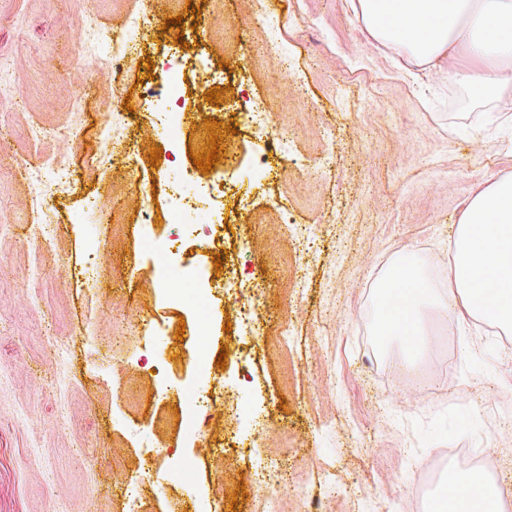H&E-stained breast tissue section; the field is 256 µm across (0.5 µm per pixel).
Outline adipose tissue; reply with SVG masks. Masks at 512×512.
<instances>
[{"label": "adipose tissue", "mask_w": 512, "mask_h": 512, "mask_svg": "<svg viewBox=\"0 0 512 512\" xmlns=\"http://www.w3.org/2000/svg\"><path fill=\"white\" fill-rule=\"evenodd\" d=\"M355 13L375 40L419 64L464 57L465 66L451 72L459 82L482 89L512 83V0H357ZM491 27L497 39H487ZM451 248L444 301L418 274L417 257L399 256L392 286L380 293L381 335L417 351L421 314L439 302L512 333V177L489 180L466 199Z\"/></svg>", "instance_id": "1"}]
</instances>
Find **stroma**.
I'll return each instance as SVG.
<instances>
[{"instance_id": "obj_1", "label": "stroma", "mask_w": 512, "mask_h": 512, "mask_svg": "<svg viewBox=\"0 0 512 512\" xmlns=\"http://www.w3.org/2000/svg\"><path fill=\"white\" fill-rule=\"evenodd\" d=\"M264 2L288 19L279 42L293 77L270 72L260 52L267 23L249 17V0H0V75L24 102L0 112V512H124L123 481L139 473L146 446L162 492L146 493L140 512H209L217 501L261 512L252 476L272 454L288 477L279 512H430L423 474L445 450L478 453L512 428V355L484 324L428 308L412 361L375 323L377 290L402 253H416L420 276L444 295L440 259L463 202L486 180L512 177V124L487 120L512 115V86L480 91L434 77L363 32L350 0ZM141 5L151 24L133 34L126 16ZM89 23L131 39L152 66L117 90L88 81L78 106L68 84L83 48L71 34ZM181 36L200 41L228 91L179 128L142 139L148 121L135 84L160 87ZM246 98L277 115L293 163L280 164L269 135L246 127ZM111 112L131 158L102 169ZM33 124L63 141L30 139ZM214 135L224 208L176 216L153 180L198 193L192 158ZM61 148L72 184L48 200L58 222L49 240L31 218L39 186L18 168L45 167ZM216 223L222 256L199 232ZM296 227L312 228L310 252L295 250ZM173 240L183 250L163 263ZM92 248L94 282L83 272ZM225 270L251 277L270 316L260 335L237 323L231 297L175 305L163 291L180 286L191 299L188 279L213 284ZM201 318L213 334L203 358ZM288 325V346L277 345ZM57 341L72 350L61 389ZM428 365L439 378L414 401L403 374ZM219 380L238 415L195 427V396ZM259 423L268 440L256 451ZM201 438L213 452L196 470L175 462ZM326 472L335 493L321 481Z\"/></svg>"}]
</instances>
